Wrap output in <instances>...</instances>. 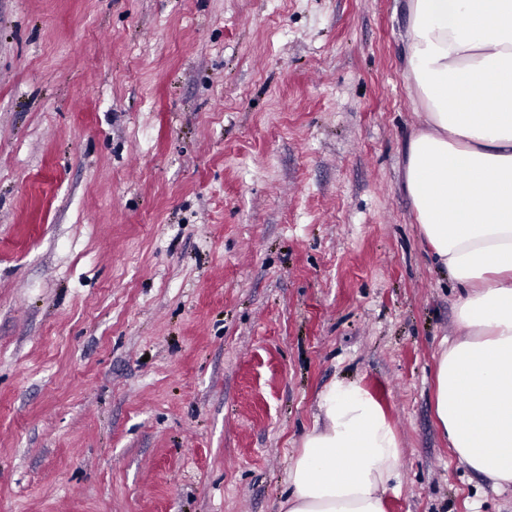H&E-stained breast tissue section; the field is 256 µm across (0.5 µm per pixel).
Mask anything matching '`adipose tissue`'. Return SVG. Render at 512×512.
<instances>
[{"instance_id":"obj_1","label":"adipose tissue","mask_w":512,"mask_h":512,"mask_svg":"<svg viewBox=\"0 0 512 512\" xmlns=\"http://www.w3.org/2000/svg\"><path fill=\"white\" fill-rule=\"evenodd\" d=\"M404 76L421 126L404 188L422 237L466 287L437 360L434 414L453 454L512 484V0H406ZM288 470L283 512H387L402 447L362 384L337 380Z\"/></svg>"}]
</instances>
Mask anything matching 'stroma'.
Here are the masks:
<instances>
[{
    "instance_id": "35a3bbf8",
    "label": "stroma",
    "mask_w": 512,
    "mask_h": 512,
    "mask_svg": "<svg viewBox=\"0 0 512 512\" xmlns=\"http://www.w3.org/2000/svg\"><path fill=\"white\" fill-rule=\"evenodd\" d=\"M405 0H0V512H280L332 381L388 512H512L434 417Z\"/></svg>"
}]
</instances>
